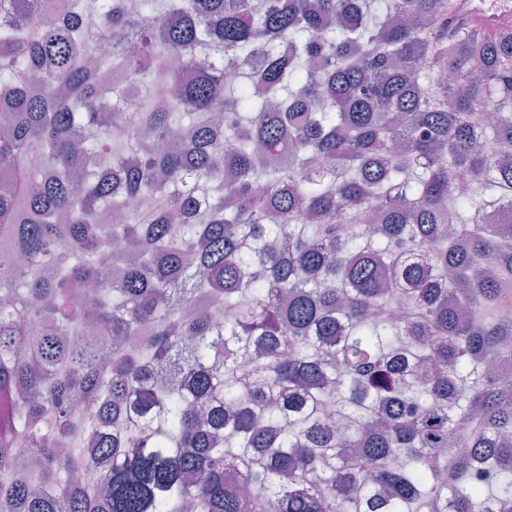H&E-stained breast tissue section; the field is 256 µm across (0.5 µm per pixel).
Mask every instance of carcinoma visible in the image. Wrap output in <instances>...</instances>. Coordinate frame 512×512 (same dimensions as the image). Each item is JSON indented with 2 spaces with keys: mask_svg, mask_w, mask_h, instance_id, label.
Wrapping results in <instances>:
<instances>
[{
  "mask_svg": "<svg viewBox=\"0 0 512 512\" xmlns=\"http://www.w3.org/2000/svg\"><path fill=\"white\" fill-rule=\"evenodd\" d=\"M137 7L0 0V512H512V24Z\"/></svg>",
  "mask_w": 512,
  "mask_h": 512,
  "instance_id": "carcinoma-1",
  "label": "carcinoma"
}]
</instances>
